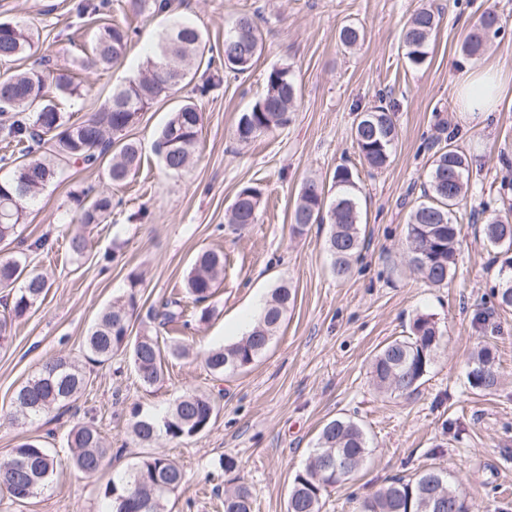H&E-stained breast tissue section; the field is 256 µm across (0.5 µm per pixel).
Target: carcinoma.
I'll return each instance as SVG.
<instances>
[{
  "mask_svg": "<svg viewBox=\"0 0 512 512\" xmlns=\"http://www.w3.org/2000/svg\"><path fill=\"white\" fill-rule=\"evenodd\" d=\"M161 13L168 0H130V8L139 14L146 7ZM110 7L106 0H79L80 17H93ZM14 32L0 37V62L22 59L35 45L39 35L32 26L13 22ZM438 28L434 11L416 10L405 23L402 41L409 66L424 65L432 37ZM131 24H105L91 35L86 51L93 65L110 69L124 61L133 40ZM339 39L347 47L357 45L363 32L353 26L340 29ZM212 51L200 29L189 22L179 23L161 33L155 55L146 59L140 75L113 90L112 95L90 118L73 123L50 99L49 89L58 97L81 95V82L74 73L46 68L23 70L0 82V241L15 235L17 226L26 223L30 204L54 181L64 166L86 168L106 163L108 185L84 189L72 196L80 223L104 224L116 206L112 188L123 185L140 162L139 147L126 138V131L141 113L168 97L185 81L193 60L205 58ZM224 72L244 75L251 71L262 53V36L257 22L247 16L235 17L224 34ZM223 77L210 73L194 86V94L205 98L220 86ZM298 88L288 66H274L268 72L263 95L243 113L237 123L236 137L248 144L260 135L285 127L294 108ZM203 113L192 100L179 105L158 132L157 153L171 173L184 171L198 148ZM352 138L363 163L371 170L385 168L398 138L394 112L378 105L359 114L352 127ZM469 164L466 156L448 138L432 155L428 180L419 203L411 210L406 224L405 250L410 267L433 285L447 283L456 265L460 248L461 225L456 219L459 206L468 193ZM335 196L326 199L323 182L307 180L301 187L291 213L292 230L303 232L311 224H329L327 251L336 276L348 275L352 259L360 253V193L358 176L344 165L336 167L333 177ZM261 190L255 186L241 189L228 215V223L241 230L258 221ZM491 246L512 251V208L508 214L483 227ZM43 247L42 241L27 246L16 257L0 261V290L13 294L12 306L0 316V346L10 340L12 321L22 317L46 292L47 279L27 270L26 251ZM224 277V254L214 250L199 253L187 276V294L196 304L213 297ZM128 293L105 308L86 336L85 359L104 364L117 352H129L135 372L145 387H155L165 380V355L184 357L187 349L173 342L162 349L159 336L149 330L131 336V322L139 308L137 286L142 275H129ZM295 292L283 283L275 288L253 329L239 341L208 350L204 355L208 369L219 376L232 377L250 367L267 349L280 328ZM156 328L173 323L188 326L182 299L163 300L149 313ZM443 334L431 316H416L410 334L385 343L372 359L371 374L376 390L396 398L409 397L421 386L441 347ZM471 387L490 390L499 384L496 355L480 348L472 357L467 373ZM89 378L85 368L64 357L42 363L39 372L21 385L14 394L15 413L25 419L39 418L54 409L75 402L86 389ZM216 413L214 401L196 392L176 398L162 417H155L135 406L131 411V431L137 442L148 449L127 472L104 489L112 512H168V500L185 481L183 467L170 455L154 450L166 437L181 441L202 434ZM68 445L71 464L85 474L101 469L108 457L100 431L89 425L72 430ZM13 463L0 466V488L14 498L17 480L32 485L35 496L48 485L62 461L34 440L12 449ZM371 453L369 439L356 421L336 418L323 425L309 456V462L297 472L288 493L287 512H321L322 499L329 489L351 481ZM339 462L341 470L326 467ZM465 501L455 476L441 469L428 468L406 477H395L364 497L359 512H454ZM224 512H252V498L247 486L237 484L224 492Z\"/></svg>",
  "mask_w": 512,
  "mask_h": 512,
  "instance_id": "cac0c4a2",
  "label": "carcinoma"
}]
</instances>
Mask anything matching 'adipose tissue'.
I'll list each match as a JSON object with an SVG mask.
<instances>
[{"mask_svg": "<svg viewBox=\"0 0 512 512\" xmlns=\"http://www.w3.org/2000/svg\"><path fill=\"white\" fill-rule=\"evenodd\" d=\"M503 86L496 66L474 67L461 79L456 89L459 112L468 121L479 122L497 111L502 100Z\"/></svg>", "mask_w": 512, "mask_h": 512, "instance_id": "ef3b65f1", "label": "adipose tissue"}]
</instances>
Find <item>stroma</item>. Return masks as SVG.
<instances>
[{"label": "stroma", "instance_id": "obj_1", "mask_svg": "<svg viewBox=\"0 0 512 512\" xmlns=\"http://www.w3.org/2000/svg\"><path fill=\"white\" fill-rule=\"evenodd\" d=\"M77 0H0V19L29 21L40 40L20 68L50 61L72 70L81 96L62 101L71 120L97 112L111 94L140 73L141 64L173 21H193L210 46L240 14L257 16L264 51L246 78L225 77L200 100L203 125L197 157L168 174L154 150L159 129L191 86L141 114L127 137L141 162L115 192L122 205L107 223L79 224L70 194L105 183L103 169L67 168L31 205L15 242L0 254L16 255L19 242L44 241L30 253V267L49 289L0 347V459L33 440L56 452L63 465L48 487L14 502L0 494V512H107L103 497L113 477L143 450L130 433L131 409L155 412L187 391L210 395L217 411L202 435L186 441L160 439L159 450L179 461L184 484L171 495L170 512H224L228 476L219 462L233 457L249 486L253 512H286L295 473L307 461L328 420L351 416L367 430L372 453L354 481L333 489L321 512H357L360 499L391 477L440 467L453 471L471 512H512V311L493 296L501 283V259L483 226L512 205V107L484 124H468L455 110L454 88L472 65L461 47L482 13L495 10L502 30L491 38L483 62L501 68L512 84V0H171L162 14L133 15L128 0H110L104 22L132 21L139 33L124 62L100 71L81 67L79 44L91 28L75 13ZM422 7L440 22L426 63L409 67L401 31ZM362 29L353 48L338 38L342 26ZM289 66L300 93L288 125L242 145L235 129L263 93L275 66ZM393 108L398 139L385 169L366 168L351 137L359 113ZM453 138L469 162V192L458 212L462 247L446 285L425 283L407 264L402 242L411 208L427 180L431 157ZM357 172L362 187L364 246L347 277H336L326 252L328 226L294 233L290 215L303 182L330 180L337 166ZM259 187L258 223L235 232L226 216L237 192ZM146 210V220L132 218ZM83 234L87 249L74 257L67 237ZM224 254V281L199 321L188 305L191 328H165L162 345L178 338L186 358L172 359L162 386H141L128 353L90 366L86 391L72 407L36 420L14 418L12 399L53 355L81 359L85 337L100 312L126 294L128 275L141 273L134 332L151 328L148 314L162 299L184 294L196 254ZM296 290L282 327L267 351L230 378L206 367V350L240 340L242 320H257L281 281ZM430 315L444 344L418 391L408 398L378 393L371 381L373 355L387 341L408 335L416 315ZM488 346L500 373L497 389L467 381L471 352ZM95 426L113 453L88 475L68 465L67 436L78 425Z\"/></svg>", "mask_w": 512, "mask_h": 512}]
</instances>
